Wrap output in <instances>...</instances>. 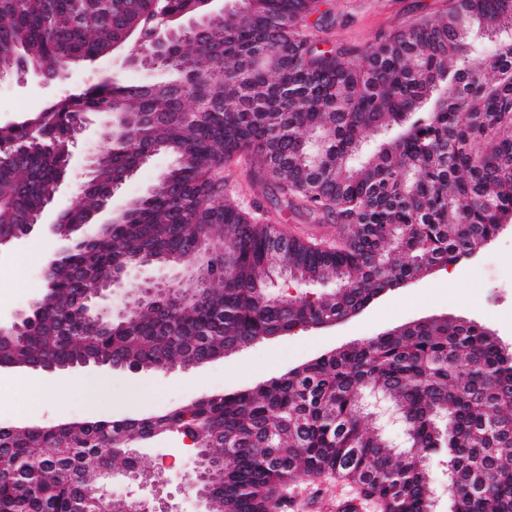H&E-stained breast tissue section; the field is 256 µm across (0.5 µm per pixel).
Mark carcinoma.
I'll return each mask as SVG.
<instances>
[{
	"label": "carcinoma",
	"mask_w": 512,
	"mask_h": 512,
	"mask_svg": "<svg viewBox=\"0 0 512 512\" xmlns=\"http://www.w3.org/2000/svg\"><path fill=\"white\" fill-rule=\"evenodd\" d=\"M318 0H235L203 32H176L142 55L163 82L99 81L33 117L0 126V238L24 234L58 193L67 150L91 113H117L63 224H85L159 147L173 166L92 240L73 238L45 270L44 299L0 364L69 370L192 365L363 310L384 292L455 265L512 223V0H453L435 20L357 50H322L303 30ZM201 0H0V79L45 83L100 58L137 28L193 17ZM383 135L377 149L368 138ZM258 162L253 185L334 215L324 244L290 237L224 194L220 173ZM140 256L190 258L212 277L154 295L126 322L83 317L94 284ZM332 282L290 296L275 284ZM372 388L405 416L413 450L395 452L359 396ZM205 440L195 479L211 512H267L297 475L335 473L385 512H431L426 461L446 451L460 490L453 512H512V350L451 316L411 322L320 355L250 389L132 422L0 423V512L99 505L101 466L156 470L139 443L165 433Z\"/></svg>",
	"instance_id": "cac0c4a2"
}]
</instances>
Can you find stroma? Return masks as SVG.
<instances>
[{"label":"stroma","mask_w":512,"mask_h":512,"mask_svg":"<svg viewBox=\"0 0 512 512\" xmlns=\"http://www.w3.org/2000/svg\"><path fill=\"white\" fill-rule=\"evenodd\" d=\"M451 4L452 0H322L321 13L311 15L308 23L321 49H346L433 18ZM123 57V52L117 51L91 65L75 67L56 83L0 80V126L12 124L112 73L125 84L147 78L166 80V72L148 73L124 66ZM104 120L101 114L90 116V133L78 140L54 208L62 210L75 201L76 187L84 183L89 163L101 147L98 131ZM170 164L169 157L159 154L142 165L116 191L111 209L97 215V223H107L112 208L144 196ZM248 169L244 162L224 173L228 192L236 203L279 222L281 230L289 235L318 239L335 235V220L319 222L302 206H286L274 185L248 188ZM56 247L54 238L36 231L9 252L0 253V319H9L30 304ZM433 314L477 322L492 330L504 344H512V225L475 257L463 261L454 280L432 272L407 287L387 292L362 315L343 324L316 331L298 330L184 372L144 371L134 375L120 369H80L74 376L82 380V387L56 393L52 409L42 410L29 401V371L8 370L0 376V421L49 425L117 418L130 412L155 415L205 396L255 386L319 355ZM138 454L148 466L163 469L167 485L142 488L116 473L108 480L113 497L150 499L159 494L174 512H206L204 501L189 490L186 482L196 469L197 458L185 437L169 433L149 440ZM288 498L287 512H336L337 502L344 498L360 501L362 512H379L377 506L362 500L358 487L334 475L318 480L297 476L288 486Z\"/></svg>","instance_id":"obj_1"}]
</instances>
